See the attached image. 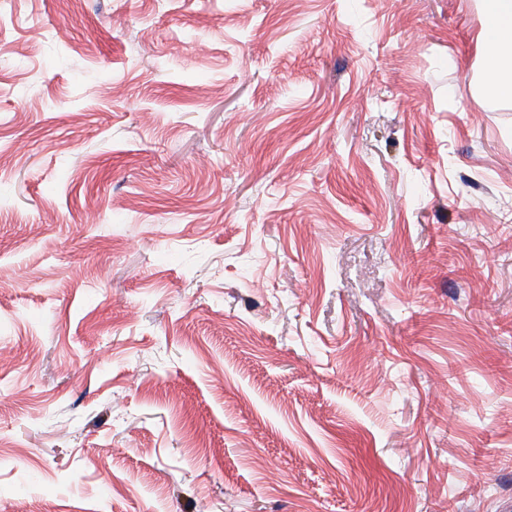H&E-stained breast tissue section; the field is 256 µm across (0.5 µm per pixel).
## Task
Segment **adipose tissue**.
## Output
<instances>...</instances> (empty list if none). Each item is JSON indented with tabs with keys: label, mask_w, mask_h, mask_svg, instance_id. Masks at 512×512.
<instances>
[{
	"label": "adipose tissue",
	"mask_w": 512,
	"mask_h": 512,
	"mask_svg": "<svg viewBox=\"0 0 512 512\" xmlns=\"http://www.w3.org/2000/svg\"><path fill=\"white\" fill-rule=\"evenodd\" d=\"M478 7L480 91L489 99L512 102V0H478Z\"/></svg>",
	"instance_id": "1"
}]
</instances>
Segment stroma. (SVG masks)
Instances as JSON below:
<instances>
[{
	"mask_svg": "<svg viewBox=\"0 0 512 512\" xmlns=\"http://www.w3.org/2000/svg\"><path fill=\"white\" fill-rule=\"evenodd\" d=\"M480 27L0 0V512L512 504V103L474 90Z\"/></svg>",
	"mask_w": 512,
	"mask_h": 512,
	"instance_id": "35a3bbf8",
	"label": "stroma"
}]
</instances>
